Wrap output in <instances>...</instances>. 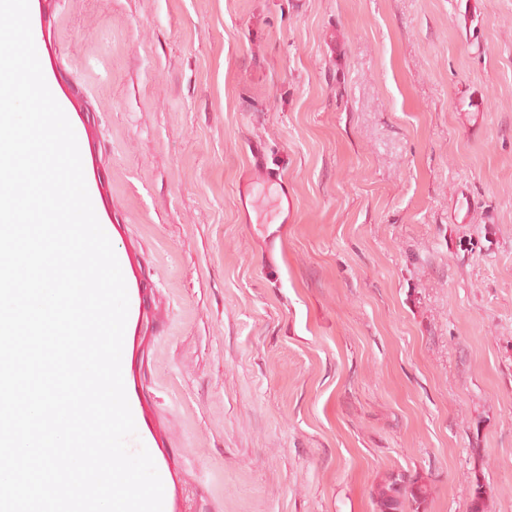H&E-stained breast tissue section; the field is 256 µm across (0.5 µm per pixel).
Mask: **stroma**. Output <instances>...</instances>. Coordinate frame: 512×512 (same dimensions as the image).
<instances>
[{
  "mask_svg": "<svg viewBox=\"0 0 512 512\" xmlns=\"http://www.w3.org/2000/svg\"><path fill=\"white\" fill-rule=\"evenodd\" d=\"M176 512H512V0H29ZM260 146L294 219L243 214ZM428 488L418 473H391L375 488L374 498L379 512H402L405 500L411 499L420 507L426 500Z\"/></svg>",
  "mask_w": 512,
  "mask_h": 512,
  "instance_id": "obj_1",
  "label": "stroma"
}]
</instances>
